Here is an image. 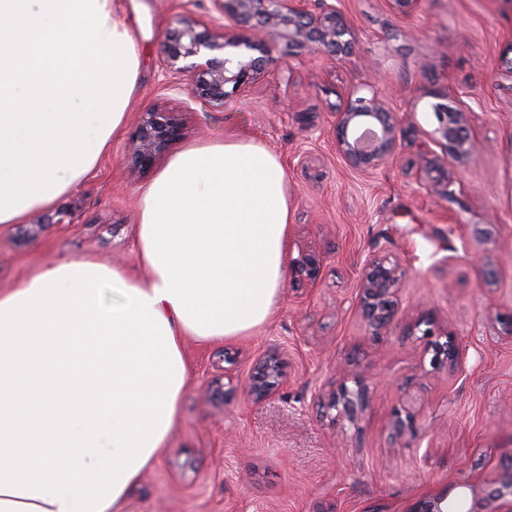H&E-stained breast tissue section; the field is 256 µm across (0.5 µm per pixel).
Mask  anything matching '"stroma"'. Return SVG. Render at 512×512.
Instances as JSON below:
<instances>
[{
	"label": "stroma",
	"instance_id": "1",
	"mask_svg": "<svg viewBox=\"0 0 512 512\" xmlns=\"http://www.w3.org/2000/svg\"><path fill=\"white\" fill-rule=\"evenodd\" d=\"M355 41L339 60L287 54L266 39L269 62L248 91L215 104L194 100L186 78L161 67L163 39L183 13L203 25L212 0H115L130 20L142 63L129 118L108 154L76 190L0 228V292L50 260L92 259L136 276V202L152 174L131 178L123 157L141 118L173 112L174 150L236 135L284 162L292 198L287 261H322L316 287L287 275L266 324L246 336L185 340L190 383L161 466L121 512H414L447 492L465 512H512V0H422L413 14L385 0H336ZM401 122V145L363 172L338 154L336 108L369 95ZM467 112L474 147L449 159L447 181L418 177L437 104ZM399 264V306L433 309L463 345L454 367L432 368L426 339L404 326L372 335L357 307L363 261ZM281 354L275 396L245 386L268 352ZM364 389L355 421L338 417L339 386ZM416 427L392 438L393 419Z\"/></svg>",
	"mask_w": 512,
	"mask_h": 512
}]
</instances>
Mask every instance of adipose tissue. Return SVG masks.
<instances>
[{"label":"adipose tissue","instance_id":"1","mask_svg":"<svg viewBox=\"0 0 512 512\" xmlns=\"http://www.w3.org/2000/svg\"><path fill=\"white\" fill-rule=\"evenodd\" d=\"M140 74L112 0H0V227L91 175ZM290 214L267 146L196 144L138 197L145 277L59 260L0 293V512H119L168 451L190 378L184 338L242 336L275 311Z\"/></svg>","mask_w":512,"mask_h":512}]
</instances>
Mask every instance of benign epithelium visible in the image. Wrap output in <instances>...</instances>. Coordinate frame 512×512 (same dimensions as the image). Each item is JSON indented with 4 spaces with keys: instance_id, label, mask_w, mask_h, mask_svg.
Masks as SVG:
<instances>
[{
    "instance_id": "obj_1",
    "label": "benign epithelium",
    "mask_w": 512,
    "mask_h": 512,
    "mask_svg": "<svg viewBox=\"0 0 512 512\" xmlns=\"http://www.w3.org/2000/svg\"><path fill=\"white\" fill-rule=\"evenodd\" d=\"M224 19L257 31L278 36L288 47L305 49L311 55L347 56L352 52L351 25L347 17L331 3L321 0L319 11L312 12L307 0H214ZM261 39L246 34L215 32L199 28L189 15L169 29L164 40L162 67L173 74L190 78L189 94L212 103L244 91L262 73L264 56ZM439 127L437 141L452 157L467 155L473 146L464 112L446 106L436 107ZM336 150L354 169L375 171L394 158L399 146V121L386 111L377 92L371 97L348 101L334 112ZM182 137V126L163 112H152L136 127L129 144L126 162L137 174L150 172L169 146ZM321 269L320 259L304 254L296 262L299 279L316 283ZM359 308L374 334H379L398 321V276L396 266L386 265V259L370 257L361 271ZM413 334L421 331L425 337L441 335L434 314L419 311L406 323ZM433 351L431 364L441 368L457 364L462 349L451 335L445 342L429 343ZM283 377V360L276 352L264 355L256 364L247 385V395L266 400L275 394ZM366 405L363 389L355 392L340 387L332 397L331 406L337 414L355 420Z\"/></svg>"
}]
</instances>
